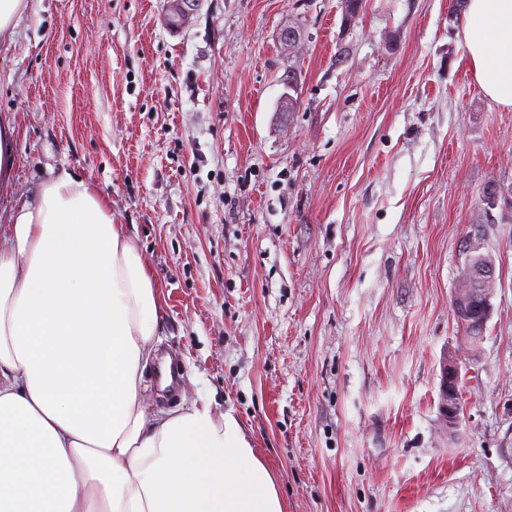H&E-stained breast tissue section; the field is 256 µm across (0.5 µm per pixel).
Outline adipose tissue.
<instances>
[{
	"label": "adipose tissue",
	"instance_id": "obj_1",
	"mask_svg": "<svg viewBox=\"0 0 512 512\" xmlns=\"http://www.w3.org/2000/svg\"><path fill=\"white\" fill-rule=\"evenodd\" d=\"M464 64L512 107V0H468ZM0 246V512H283L237 418L141 398L163 325L151 269L108 199L61 170L10 207Z\"/></svg>",
	"mask_w": 512,
	"mask_h": 512
}]
</instances>
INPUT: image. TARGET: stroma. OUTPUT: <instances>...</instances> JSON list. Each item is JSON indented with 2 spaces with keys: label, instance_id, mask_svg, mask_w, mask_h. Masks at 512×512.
<instances>
[{
  "label": "stroma",
  "instance_id": "obj_1",
  "mask_svg": "<svg viewBox=\"0 0 512 512\" xmlns=\"http://www.w3.org/2000/svg\"><path fill=\"white\" fill-rule=\"evenodd\" d=\"M170 8L28 0L0 54V208L62 168L108 197L165 308L146 401L232 411L285 512H512V223L482 201L512 186V111L465 67L454 0ZM485 213L496 289L467 350L451 300ZM17 126L12 120L0 118V186L12 183L17 167ZM459 385L460 371L457 361L452 358L446 359L441 369L439 410L442 420L448 427V437H455L461 425Z\"/></svg>",
  "mask_w": 512,
  "mask_h": 512
}]
</instances>
